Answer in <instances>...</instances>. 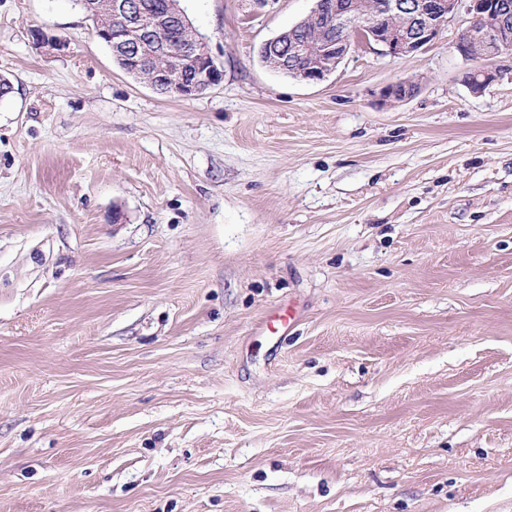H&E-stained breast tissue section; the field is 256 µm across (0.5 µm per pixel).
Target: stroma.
I'll return each instance as SVG.
<instances>
[{"mask_svg": "<svg viewBox=\"0 0 512 512\" xmlns=\"http://www.w3.org/2000/svg\"><path fill=\"white\" fill-rule=\"evenodd\" d=\"M181 5L191 98L0 0V512H512V78L463 9L303 83L313 0Z\"/></svg>", "mask_w": 512, "mask_h": 512, "instance_id": "obj_1", "label": "stroma"}]
</instances>
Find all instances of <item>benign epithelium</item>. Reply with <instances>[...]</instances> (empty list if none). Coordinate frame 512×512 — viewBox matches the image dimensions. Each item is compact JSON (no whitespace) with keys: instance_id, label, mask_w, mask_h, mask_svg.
I'll use <instances>...</instances> for the list:
<instances>
[{"instance_id":"obj_1","label":"benign epithelium","mask_w":512,"mask_h":512,"mask_svg":"<svg viewBox=\"0 0 512 512\" xmlns=\"http://www.w3.org/2000/svg\"><path fill=\"white\" fill-rule=\"evenodd\" d=\"M471 15L467 28L468 40L455 44L462 57L470 56L471 41L483 45L482 58L489 66L466 81L470 91L481 93L489 84L501 78L504 71L512 72V3L509 0H377L379 19H363L348 0H336L332 19L323 21V0H315L306 19L322 24L328 33L326 48L319 56L309 57L304 64L291 70L297 81L320 82L336 71L355 42L381 47V53L392 58L417 54L434 41L443 25L461 7ZM112 25L97 28L99 38L112 50L122 54L128 69L138 75L152 73L149 85L158 93L172 97H191L221 82L218 69L203 41L171 47L170 16L151 15L137 0H111ZM400 17L403 22L391 24ZM149 41L162 49L166 65L154 68L153 59L141 54L136 42ZM507 59L511 65L492 66ZM417 86L407 80L388 84L382 91L386 101L399 102L411 97Z\"/></svg>"}]
</instances>
